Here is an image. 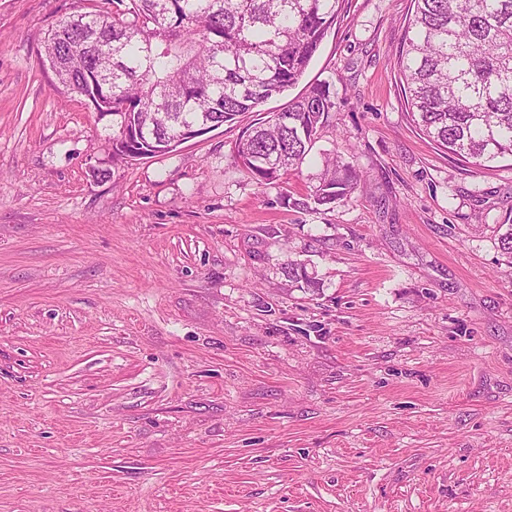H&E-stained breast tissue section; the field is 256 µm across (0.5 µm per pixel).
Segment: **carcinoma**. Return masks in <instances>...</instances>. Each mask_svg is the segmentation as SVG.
Returning <instances> with one entry per match:
<instances>
[{
	"mask_svg": "<svg viewBox=\"0 0 512 512\" xmlns=\"http://www.w3.org/2000/svg\"><path fill=\"white\" fill-rule=\"evenodd\" d=\"M340 0H117L112 16L75 12L44 32L57 83L119 128L112 159L169 153L183 129H217L298 83ZM397 76L419 131L484 166L512 157V0H412ZM336 103L317 83L235 141L242 170L275 184L311 151ZM356 169L326 160L308 209L345 200Z\"/></svg>",
	"mask_w": 512,
	"mask_h": 512,
	"instance_id": "obj_1",
	"label": "carcinoma"
}]
</instances>
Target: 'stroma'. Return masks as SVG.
Returning a JSON list of instances; mask_svg holds the SVG:
<instances>
[{
	"instance_id": "obj_1",
	"label": "stroma",
	"mask_w": 512,
	"mask_h": 512,
	"mask_svg": "<svg viewBox=\"0 0 512 512\" xmlns=\"http://www.w3.org/2000/svg\"><path fill=\"white\" fill-rule=\"evenodd\" d=\"M84 5L0 0V512H512V159L415 128L411 0H343L262 106L336 102L267 186L232 152L250 112L113 161L40 59ZM328 159L350 199L288 207Z\"/></svg>"
}]
</instances>
